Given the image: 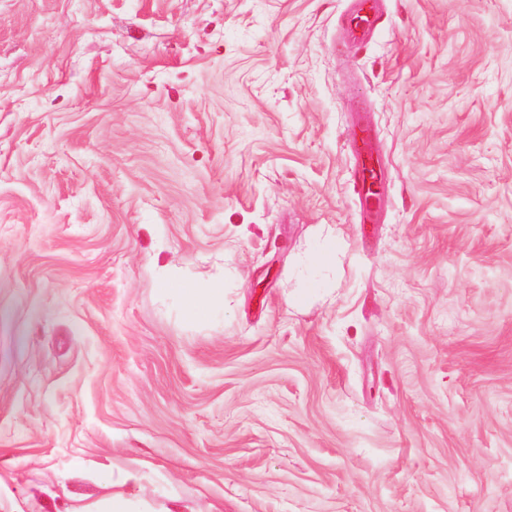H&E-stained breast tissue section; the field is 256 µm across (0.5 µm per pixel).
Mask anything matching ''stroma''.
Returning <instances> with one entry per match:
<instances>
[{
	"mask_svg": "<svg viewBox=\"0 0 512 512\" xmlns=\"http://www.w3.org/2000/svg\"><path fill=\"white\" fill-rule=\"evenodd\" d=\"M349 6L0 0V512H512V0ZM357 5L345 22L354 42L362 44L375 29L378 22V0H356ZM356 153L360 168L357 178L358 191L368 197H372L375 194L374 186L376 180L379 181V175L376 171V166L365 150V142L363 140L362 145L357 147ZM164 291L175 295L183 315L194 323L209 320L216 309L224 303V282L200 284L170 278L165 281Z\"/></svg>",
	"mask_w": 512,
	"mask_h": 512,
	"instance_id": "35a3bbf8",
	"label": "stroma"
}]
</instances>
